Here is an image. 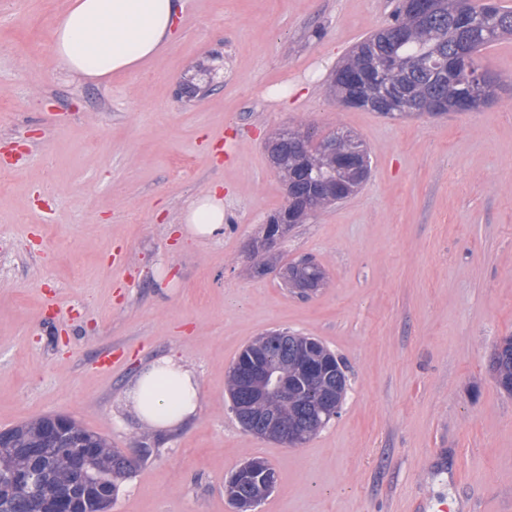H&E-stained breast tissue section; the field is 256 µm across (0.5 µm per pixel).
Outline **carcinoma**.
<instances>
[{
    "label": "carcinoma",
    "mask_w": 512,
    "mask_h": 512,
    "mask_svg": "<svg viewBox=\"0 0 512 512\" xmlns=\"http://www.w3.org/2000/svg\"><path fill=\"white\" fill-rule=\"evenodd\" d=\"M434 14L423 21L401 6L381 30L370 33L336 69L331 88L344 105L367 108L387 117L419 112L432 116L447 112H469L472 105L458 99L460 80L478 71L487 72L479 62L486 46L512 36V10L496 5L494 15L482 25L467 26V12L478 0H438ZM388 63L385 80L392 88L388 102L379 100L370 85V73L379 63ZM281 134L269 142L279 143L280 174L293 198L269 216L267 223L291 230L307 223L315 211L307 207L304 194L319 192L323 209L351 197L367 180L370 155L361 140L340 128L315 139L301 127L288 129V142ZM341 145L358 154L354 163H343L335 148ZM287 288H318L325 279L324 269L311 258L289 263L280 272ZM303 347L305 360L316 367L307 375L296 361L297 347ZM262 352L272 370L288 380V396L271 395L258 405L256 413H274L290 425L311 424L315 435L332 416L316 404L325 398L340 407L347 392V378L336 356L320 341L291 332L273 331L262 341ZM492 367L499 386L512 393V336L496 347ZM52 424L45 417L0 432V512H49L56 501L69 498L72 512H109L118 484L134 472L135 462L110 447L106 439L79 425L68 442L29 453L39 431ZM93 444L94 454L85 471L75 470L73 446ZM271 467L261 462L257 471L231 474L226 483L230 504L238 500L255 504L271 489L263 477ZM28 475L33 483H18Z\"/></svg>",
    "instance_id": "1"
}]
</instances>
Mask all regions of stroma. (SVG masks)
Listing matches in <instances>:
<instances>
[{
  "label": "stroma",
  "instance_id": "35a3bbf8",
  "mask_svg": "<svg viewBox=\"0 0 512 512\" xmlns=\"http://www.w3.org/2000/svg\"><path fill=\"white\" fill-rule=\"evenodd\" d=\"M67 3L0 0V430L63 415L146 445L110 512H229L251 458L277 478L255 512H512V394L490 368L512 336V38L479 54L491 105L389 118L329 85L399 0H179L160 54L99 80L53 55ZM202 66L211 91L179 96ZM301 124L355 134L371 175L257 273L248 248L286 203L267 143ZM213 189L224 232L191 238L182 210ZM306 256L326 281L305 297L277 269ZM274 330L319 339L348 378L297 448L243 429L226 391ZM169 353L196 374V420L117 425L128 381Z\"/></svg>",
  "mask_w": 512,
  "mask_h": 512
}]
</instances>
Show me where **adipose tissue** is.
Wrapping results in <instances>:
<instances>
[{
	"label": "adipose tissue",
	"instance_id": "adipose-tissue-1",
	"mask_svg": "<svg viewBox=\"0 0 512 512\" xmlns=\"http://www.w3.org/2000/svg\"><path fill=\"white\" fill-rule=\"evenodd\" d=\"M177 0H69L52 31V51L78 78H103L133 70L168 43ZM188 233L212 238L224 229V202L214 196L190 200L183 212ZM199 382L185 362L160 356L135 375L125 406L150 430L167 433L198 414Z\"/></svg>",
	"mask_w": 512,
	"mask_h": 512
}]
</instances>
